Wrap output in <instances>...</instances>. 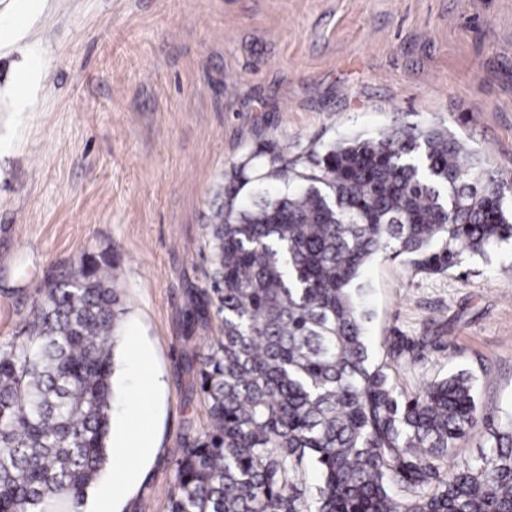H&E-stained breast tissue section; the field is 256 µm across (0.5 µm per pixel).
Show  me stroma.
Returning <instances> with one entry per match:
<instances>
[{"label":"stroma","mask_w":512,"mask_h":512,"mask_svg":"<svg viewBox=\"0 0 512 512\" xmlns=\"http://www.w3.org/2000/svg\"><path fill=\"white\" fill-rule=\"evenodd\" d=\"M24 5L0 0V351L26 340L46 273L113 261V454L83 512H166L180 442L207 425L192 366L216 331L188 317L235 169L414 124L512 181V0H42L10 32ZM365 279L376 354L439 340L400 368L406 391L466 369L484 414L512 404V251L446 274L377 260ZM142 415L154 447L132 476Z\"/></svg>","instance_id":"obj_1"}]
</instances>
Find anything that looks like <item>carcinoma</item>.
Wrapping results in <instances>:
<instances>
[{"label": "carcinoma", "mask_w": 512, "mask_h": 512, "mask_svg": "<svg viewBox=\"0 0 512 512\" xmlns=\"http://www.w3.org/2000/svg\"><path fill=\"white\" fill-rule=\"evenodd\" d=\"M242 171L210 225L192 324L219 317L200 362L208 428L183 439L167 512H512V408L480 413L452 372L406 392L415 344L370 352L362 270L428 273L512 246L505 185L438 128L394 127L274 158L253 204ZM111 261L81 254L36 289L25 345L0 353V512H83L109 459L120 294ZM486 430L474 458L440 462Z\"/></svg>", "instance_id": "carcinoma-1"}]
</instances>
